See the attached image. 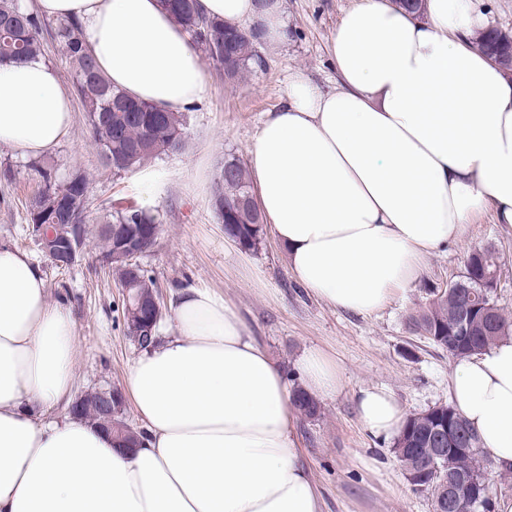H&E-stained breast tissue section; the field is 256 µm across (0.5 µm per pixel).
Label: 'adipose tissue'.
<instances>
[{"label":"adipose tissue","instance_id":"adipose-tissue-1","mask_svg":"<svg viewBox=\"0 0 512 512\" xmlns=\"http://www.w3.org/2000/svg\"><path fill=\"white\" fill-rule=\"evenodd\" d=\"M208 16L287 37L285 0H200ZM79 19L112 84L179 112L205 90L200 57L157 0H36ZM474 0H356L332 33L325 90L293 74L249 150L259 206L293 277L334 309L382 310L428 256L493 211L512 230V79L476 51ZM71 97L40 56L0 65V145L43 155L67 136ZM172 332L130 366L125 391L149 437L114 447L87 421L44 419L67 404L77 350L69 311L31 257L0 243V512H322L294 436L281 369L231 305L208 288L172 304ZM307 388L341 389L321 351ZM454 407L499 470L512 472V336L456 360ZM361 422L397 435L392 392L364 388Z\"/></svg>","mask_w":512,"mask_h":512}]
</instances>
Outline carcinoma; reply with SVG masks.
<instances>
[{"label": "carcinoma", "instance_id": "carcinoma-1", "mask_svg": "<svg viewBox=\"0 0 512 512\" xmlns=\"http://www.w3.org/2000/svg\"><path fill=\"white\" fill-rule=\"evenodd\" d=\"M175 22L191 37L196 49L216 63L224 66L227 79L234 81L252 63L258 61L256 46L258 37L254 28L225 27L224 21L209 18L198 9V0H160ZM57 44L68 65L72 87L87 121L98 135L100 155L107 167L119 160L125 171L137 169L153 159L166 154L169 140L178 133L186 132L185 114L168 112L151 103L134 100L122 90L112 86L88 54L83 44L82 26L75 20L48 21L33 10H24L19 0H0V64L17 62L28 57L45 55L48 43ZM512 44V37L492 30L477 42L479 50L488 53L496 45ZM118 112H135L139 118L126 123L121 136L112 134V118ZM234 173L229 177L219 176L214 194L224 199L231 213L224 215V232L231 236L241 248L253 250L262 240L264 219L260 211L253 186L241 162L235 158L225 160ZM30 167L44 182V188L33 205L40 207L38 217L32 222L40 224H68L71 217L61 201L73 196H83L89 191L86 174L76 172L65 180L56 178L54 169L42 160H33ZM107 224H158V218L143 208L126 210L118 205L106 215ZM463 303L456 293L420 307L408 317V328L434 346L448 352L455 359L482 351L502 336L512 333V317L503 309H496L495 325L478 336H456L450 344L448 339V315ZM292 407L306 417L320 413L318 402L301 388L292 392ZM431 423L427 417L406 420L399 436L410 447L402 450L399 462L407 469L416 464L430 465L432 449L424 437L423 430ZM145 437V432L124 425H117L113 439H121L131 446ZM448 465L451 470L470 473L472 491L469 497V512H492L494 493L491 491V466L487 451L481 448L476 435H471L468 448L448 447Z\"/></svg>", "mask_w": 512, "mask_h": 512}]
</instances>
